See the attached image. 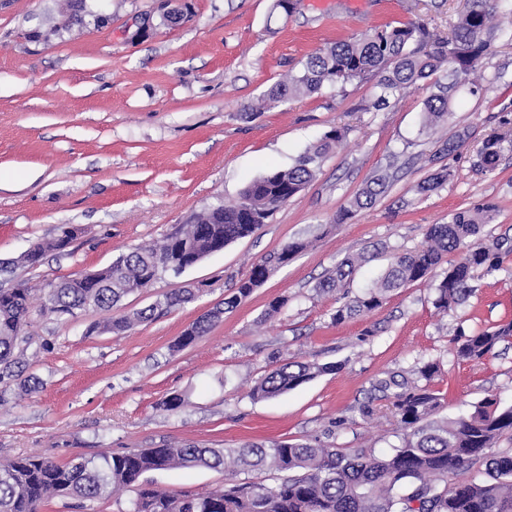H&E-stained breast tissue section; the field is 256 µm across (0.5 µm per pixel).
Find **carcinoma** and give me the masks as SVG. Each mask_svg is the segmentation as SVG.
Instances as JSON below:
<instances>
[{"label":"carcinoma","mask_w":512,"mask_h":512,"mask_svg":"<svg viewBox=\"0 0 512 512\" xmlns=\"http://www.w3.org/2000/svg\"><path fill=\"white\" fill-rule=\"evenodd\" d=\"M499 0H468L451 31L442 35L424 21L385 25L360 38L334 42L312 54L297 75L273 84L244 112H260L324 87L343 89L355 81L373 82L372 108L379 110L401 90L435 76L448 65L457 80L434 81L435 91L424 103L421 132L448 120L455 93L469 84L479 88L475 74L497 39ZM345 131L334 127L306 149L287 169L272 170L246 185L231 205L219 204L193 218L191 224L168 236L161 244L138 248L112 266L88 278L68 277L51 284L42 309L59 318L72 317L88 307L109 313L127 295L150 285L159 272L178 269L186 255L202 256L238 239L253 235L261 225L315 177L323 160L343 141ZM505 136L492 134L479 150L480 164L492 170ZM386 177L379 176L359 190L334 218L346 224L356 213L371 206L385 192ZM493 220V208L478 204L455 212L446 224H431L424 244L415 250L390 256L374 284L332 314L341 324L382 307L387 295L432 277L447 264L435 285V307L443 312L462 305L473 293L470 282L482 273L499 271L512 255V242L498 240L483 245L479 236ZM69 245L65 228L53 239L33 245L20 262L31 267L42 263L48 250ZM307 248L303 240H291L267 254L236 284L224 299V310L237 306L276 268ZM365 255L347 257L320 282L323 292L349 287ZM203 294L201 288H180L154 304L109 317L100 325L104 332L121 333L151 320L158 311L178 308ZM32 302L23 283L0 288V381L19 376L22 364L15 349ZM223 310L210 312L188 327L175 349L206 335ZM512 341V321L493 328L460 334L456 355L479 361L497 345ZM440 369L428 361L412 369V377L391 374L377 380L374 389L391 401L402 431L401 444L385 456L357 448L349 452L310 442L274 441L247 443L238 448L196 445L162 446L139 451L78 458L59 464L40 456L17 457L0 464V512H41L56 496L94 501L116 489L135 488L133 512H512V406L499 407L487 397L466 416L434 418L441 406L440 392L431 382ZM336 370L333 364L290 361L265 375L252 390L255 399H266L300 387ZM509 441L502 447L500 442ZM484 475L455 481L458 472L475 464ZM203 467L237 472H278L285 477L274 484L232 483L203 494L159 491L145 475L174 468Z\"/></svg>","instance_id":"1"}]
</instances>
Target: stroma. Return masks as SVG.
Returning a JSON list of instances; mask_svg holds the SVG:
<instances>
[{"instance_id":"35a3bbf8","label":"stroma","mask_w":512,"mask_h":512,"mask_svg":"<svg viewBox=\"0 0 512 512\" xmlns=\"http://www.w3.org/2000/svg\"><path fill=\"white\" fill-rule=\"evenodd\" d=\"M188 21L163 22L161 0H85L82 27L63 28L64 0H0V262L11 281L41 302L50 283L105 267L135 248L162 242L218 202L274 169H285L324 132L346 137L316 178L254 235L181 272H161L113 308L153 304L162 294L206 284L198 299L120 335L98 332L103 312L61 319L33 310L19 346L20 377L0 384V461L36 455L64 464L163 445L236 448L248 441L316 440L377 455L402 433L376 379L440 364L432 382L441 418H458L489 396L512 405V346L478 362L454 353L459 331L512 320V256L473 281L457 309L434 306L433 280L390 294L383 306L341 324L331 315L346 296L377 279L390 253L421 246L431 224L461 209L497 208L483 244L512 238V142L499 163H479L483 140L512 119V20L479 70L480 90H461L446 123L420 134L430 82L405 89L388 108L372 109L373 88H326L244 116V106L329 43L387 24L425 20L448 32L466 0H298L290 16L272 0H177ZM106 23H96V15ZM43 32L40 40L31 39ZM466 132L454 154L443 141ZM448 178L419 193L438 169ZM390 176L377 202L346 224L339 209L379 173ZM64 225L78 234L65 250L30 268L18 258ZM307 248L276 269L231 311L224 299L252 264L292 239ZM372 252L348 294L316 285L346 257ZM283 306L271 319L269 303ZM215 308L210 332L180 351L174 341ZM336 363L294 390L254 400L250 390L285 360ZM33 385L24 393L23 384ZM176 412L160 404L173 395ZM371 405L373 414L360 410ZM158 489L205 492L226 483L207 468L150 473ZM135 491L78 504L50 499L43 512H130Z\"/></svg>"}]
</instances>
